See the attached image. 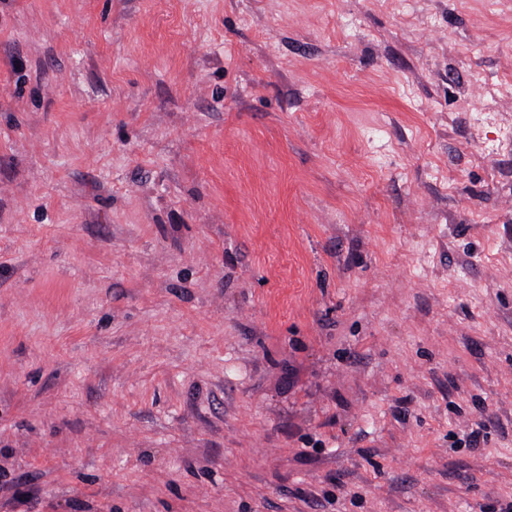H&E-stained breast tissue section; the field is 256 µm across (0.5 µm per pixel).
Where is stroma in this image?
Wrapping results in <instances>:
<instances>
[{
	"label": "stroma",
	"mask_w": 512,
	"mask_h": 512,
	"mask_svg": "<svg viewBox=\"0 0 512 512\" xmlns=\"http://www.w3.org/2000/svg\"><path fill=\"white\" fill-rule=\"evenodd\" d=\"M511 504L512 0H0V512Z\"/></svg>",
	"instance_id": "stroma-1"
}]
</instances>
